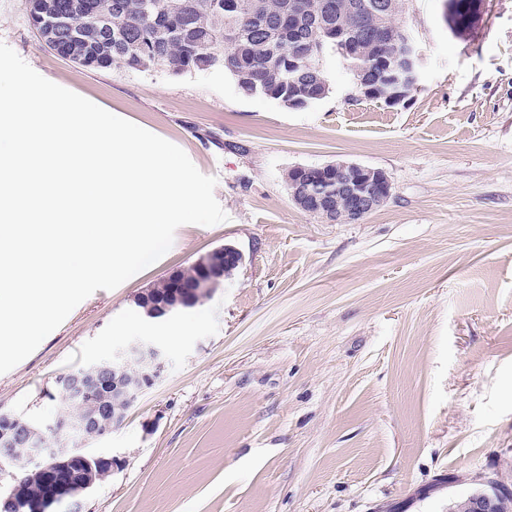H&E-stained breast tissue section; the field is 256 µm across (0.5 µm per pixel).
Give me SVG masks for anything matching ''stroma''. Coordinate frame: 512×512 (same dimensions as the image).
<instances>
[{
    "mask_svg": "<svg viewBox=\"0 0 512 512\" xmlns=\"http://www.w3.org/2000/svg\"><path fill=\"white\" fill-rule=\"evenodd\" d=\"M417 91L388 107L332 93L304 109L242 96L223 72L89 69L44 47L26 0L0 42L46 79L182 148L227 221L81 302L0 374V413L51 419L58 375L135 340L168 352L157 384L93 449L122 464L82 512H438L467 476L512 483V0L454 36L443 0H408ZM383 170L357 224L291 201L294 166ZM224 244L245 261L204 305L159 321L136 296Z\"/></svg>",
    "mask_w": 512,
    "mask_h": 512,
    "instance_id": "obj_1",
    "label": "stroma"
}]
</instances>
